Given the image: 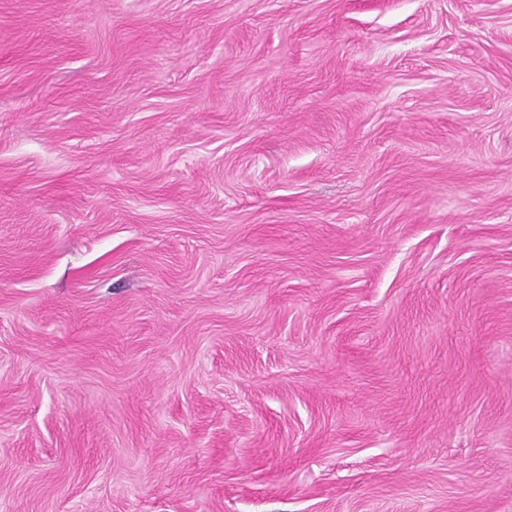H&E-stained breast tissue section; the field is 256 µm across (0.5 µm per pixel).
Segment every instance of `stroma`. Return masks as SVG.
<instances>
[{"mask_svg":"<svg viewBox=\"0 0 512 512\" xmlns=\"http://www.w3.org/2000/svg\"><path fill=\"white\" fill-rule=\"evenodd\" d=\"M0 512H512V0H0Z\"/></svg>","mask_w":512,"mask_h":512,"instance_id":"stroma-1","label":"stroma"}]
</instances>
